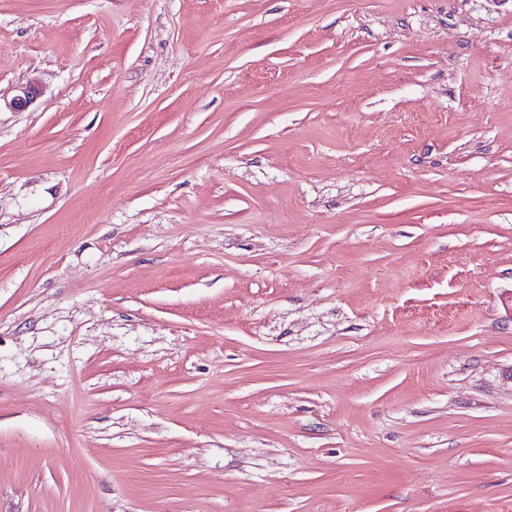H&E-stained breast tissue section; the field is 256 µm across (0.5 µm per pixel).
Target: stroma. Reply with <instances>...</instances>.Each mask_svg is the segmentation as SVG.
I'll return each instance as SVG.
<instances>
[{
  "label": "stroma",
  "mask_w": 512,
  "mask_h": 512,
  "mask_svg": "<svg viewBox=\"0 0 512 512\" xmlns=\"http://www.w3.org/2000/svg\"><path fill=\"white\" fill-rule=\"evenodd\" d=\"M0 512H512V0H0Z\"/></svg>",
  "instance_id": "35a3bbf8"
}]
</instances>
